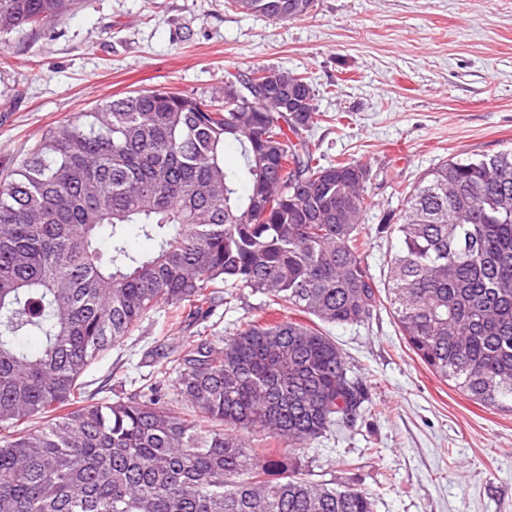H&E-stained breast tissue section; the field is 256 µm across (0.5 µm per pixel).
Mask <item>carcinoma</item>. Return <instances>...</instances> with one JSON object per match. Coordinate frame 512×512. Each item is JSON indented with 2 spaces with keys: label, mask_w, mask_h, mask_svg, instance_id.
Returning <instances> with one entry per match:
<instances>
[{
  "label": "carcinoma",
  "mask_w": 512,
  "mask_h": 512,
  "mask_svg": "<svg viewBox=\"0 0 512 512\" xmlns=\"http://www.w3.org/2000/svg\"><path fill=\"white\" fill-rule=\"evenodd\" d=\"M227 4L292 21L314 0ZM74 6L0 0V33ZM278 75L302 111H276L257 74L226 73L222 97L132 92L48 130L0 189V512H374L369 493L314 478L288 449L362 414L323 326L385 302L438 377L490 410L512 402V149L423 175L381 224L399 240L381 285L358 246L372 168L293 142L322 114L306 78ZM131 225L150 254L129 248ZM238 288L308 322L166 345L168 365L132 393L85 395L88 368L150 314L170 304L193 319ZM260 438L286 452L247 449Z\"/></svg>",
  "instance_id": "carcinoma-1"
}]
</instances>
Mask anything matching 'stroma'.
<instances>
[{"mask_svg": "<svg viewBox=\"0 0 512 512\" xmlns=\"http://www.w3.org/2000/svg\"><path fill=\"white\" fill-rule=\"evenodd\" d=\"M307 77L325 119L305 138L327 160L361 159L374 179L361 248L375 278L398 248L379 232L425 171L512 149V0H315L275 22L225 0H78L66 17L0 43V185L59 122L159 86L211 95L225 72ZM237 292L197 325L160 308L84 376L104 401L150 371L157 341L230 336L268 318ZM326 332L367 393L356 424L295 457L368 492L374 512H512V411L484 408L433 374L389 307Z\"/></svg>", "mask_w": 512, "mask_h": 512, "instance_id": "stroma-1", "label": "stroma"}]
</instances>
